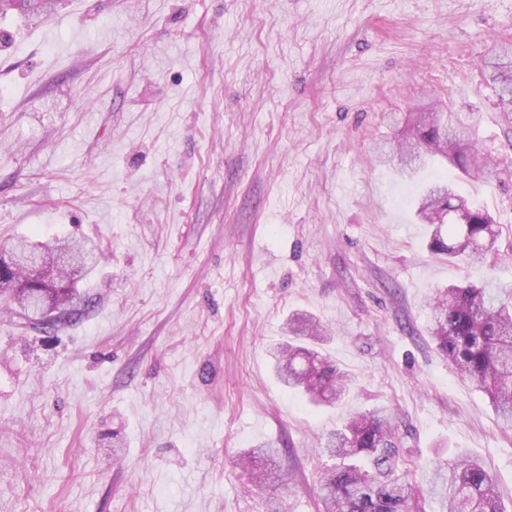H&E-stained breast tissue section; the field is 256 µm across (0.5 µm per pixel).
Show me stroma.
<instances>
[{
    "label": "stroma",
    "instance_id": "stroma-1",
    "mask_svg": "<svg viewBox=\"0 0 512 512\" xmlns=\"http://www.w3.org/2000/svg\"><path fill=\"white\" fill-rule=\"evenodd\" d=\"M512 0H60L0 13V251L77 237L93 309L0 320V512H319L327 434L383 410L401 469L479 459L512 506V430L427 331L437 289L512 283V113L484 81ZM475 124L493 172L456 176L500 235L475 266L415 217L439 173L377 160L407 115ZM296 313L350 386L275 378ZM284 442L281 475L247 452Z\"/></svg>",
    "mask_w": 512,
    "mask_h": 512
}]
</instances>
